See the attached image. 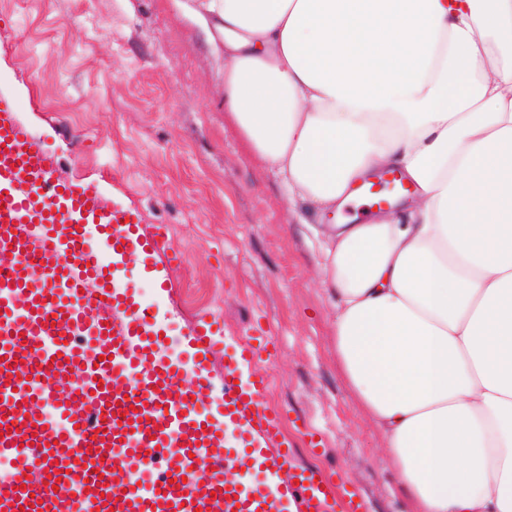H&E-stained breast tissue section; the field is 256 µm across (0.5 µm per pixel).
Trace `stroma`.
<instances>
[{
	"label": "stroma",
	"instance_id": "35a3bbf8",
	"mask_svg": "<svg viewBox=\"0 0 512 512\" xmlns=\"http://www.w3.org/2000/svg\"><path fill=\"white\" fill-rule=\"evenodd\" d=\"M0 90L63 178L97 181L109 204L164 224L179 263L162 289L152 265L125 266L121 287L153 313L170 354L189 324L264 337L256 364L266 401L363 512H408L336 356L334 298L322 286L316 230L275 171L250 153L224 111V58L176 0H0Z\"/></svg>",
	"mask_w": 512,
	"mask_h": 512
}]
</instances>
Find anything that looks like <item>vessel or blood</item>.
<instances>
[{"label": "vessel or blood", "mask_w": 512, "mask_h": 512, "mask_svg": "<svg viewBox=\"0 0 512 512\" xmlns=\"http://www.w3.org/2000/svg\"><path fill=\"white\" fill-rule=\"evenodd\" d=\"M18 112L0 93V512H335L334 484L296 465L264 400L253 345L215 375L224 323L206 315L187 333L192 355L172 361L118 287L110 254L168 256L167 226L143 230L97 183L56 177ZM355 190L379 212L409 185L392 172ZM256 457L271 484L247 483Z\"/></svg>", "instance_id": "b4317fda"}]
</instances>
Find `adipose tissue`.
Masks as SVG:
<instances>
[{
	"instance_id": "1",
	"label": "adipose tissue",
	"mask_w": 512,
	"mask_h": 512,
	"mask_svg": "<svg viewBox=\"0 0 512 512\" xmlns=\"http://www.w3.org/2000/svg\"><path fill=\"white\" fill-rule=\"evenodd\" d=\"M224 108L324 217L376 167L397 213L326 226L336 355L411 512H512V0H190Z\"/></svg>"
}]
</instances>
